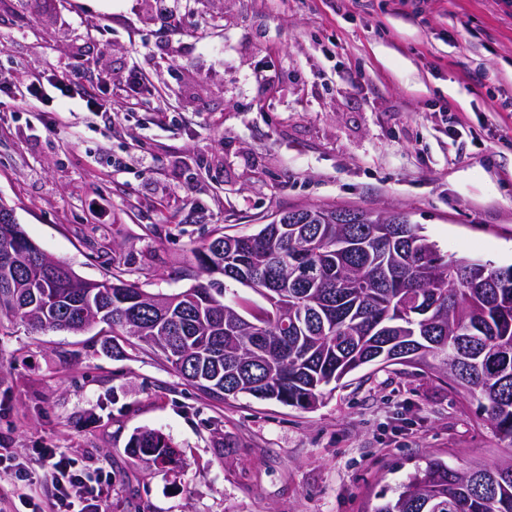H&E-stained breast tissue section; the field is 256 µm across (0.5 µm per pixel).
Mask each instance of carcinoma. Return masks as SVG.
Here are the masks:
<instances>
[{
	"instance_id": "cac0c4a2",
	"label": "carcinoma",
	"mask_w": 512,
	"mask_h": 512,
	"mask_svg": "<svg viewBox=\"0 0 512 512\" xmlns=\"http://www.w3.org/2000/svg\"><path fill=\"white\" fill-rule=\"evenodd\" d=\"M197 257L207 283L148 294L168 303L161 317L118 275L86 280L61 263L45 273L44 253L1 203L0 317L77 334L97 316L110 338L161 351L216 403L250 396L311 410L371 365L444 375L477 402L503 455L474 467L429 457L379 495L375 512H512V265L447 259L406 212L338 207L283 211L251 234L217 231ZM307 263L317 279L285 283ZM228 281L288 293L253 310L224 301ZM129 449L156 465L178 462L157 431L136 434Z\"/></svg>"
}]
</instances>
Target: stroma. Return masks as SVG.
Segmentation results:
<instances>
[{
    "label": "stroma",
    "instance_id": "stroma-1",
    "mask_svg": "<svg viewBox=\"0 0 512 512\" xmlns=\"http://www.w3.org/2000/svg\"><path fill=\"white\" fill-rule=\"evenodd\" d=\"M68 69L99 111L0 97V201L82 278L177 293L215 230L303 206L403 211L445 256L512 265L505 0H0V81ZM102 341L0 330V512H21L11 472L37 448L111 473L105 512H374L429 456L500 454L475 404L403 364L300 410L208 401ZM144 430L174 469L128 453Z\"/></svg>",
    "mask_w": 512,
    "mask_h": 512
}]
</instances>
